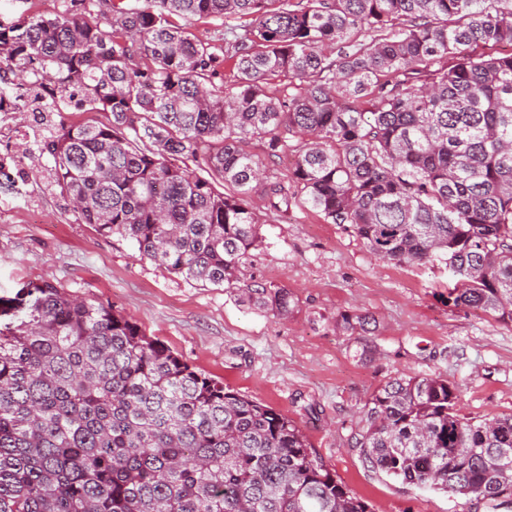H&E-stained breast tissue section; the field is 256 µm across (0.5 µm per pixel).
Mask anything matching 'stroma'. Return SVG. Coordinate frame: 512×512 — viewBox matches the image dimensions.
<instances>
[{
  "instance_id": "obj_1",
  "label": "stroma",
  "mask_w": 512,
  "mask_h": 512,
  "mask_svg": "<svg viewBox=\"0 0 512 512\" xmlns=\"http://www.w3.org/2000/svg\"><path fill=\"white\" fill-rule=\"evenodd\" d=\"M32 114L0 112V296L50 281L108 303L184 362L225 387L288 415L312 451L371 512H491L486 504L420 490L372 470L352 448L362 408L402 374H435L457 386L462 417L512 415V324L454 310L447 266L397 264L372 254L346 224L300 202L260 218L247 277L288 289L287 317L255 310L234 291L203 288L141 258L127 239L77 223L35 152ZM372 315L373 358H354L342 315Z\"/></svg>"
}]
</instances>
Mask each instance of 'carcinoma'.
<instances>
[{
  "mask_svg": "<svg viewBox=\"0 0 512 512\" xmlns=\"http://www.w3.org/2000/svg\"><path fill=\"white\" fill-rule=\"evenodd\" d=\"M248 17L237 31L229 20ZM224 20L220 43L190 32ZM512 0H83L0 24V83L45 112L40 141L76 221L201 287L283 315L243 279L259 218L300 194L375 256L448 261L455 308L512 323ZM230 68L231 90L213 78ZM307 138L284 181L271 156ZM194 164L205 172L190 169ZM371 319L344 315L364 337ZM401 375L354 436L373 469L512 512V415ZM0 512H369L288 416L194 370L94 299L48 283L0 296ZM306 138H290L288 141V152L275 157H268L261 141L251 140L246 144L245 149L259 157L262 161L267 175H275L280 178L288 176V169L293 157L302 149Z\"/></svg>",
  "mask_w": 512,
  "mask_h": 512,
  "instance_id": "carcinoma-1",
  "label": "carcinoma"
}]
</instances>
